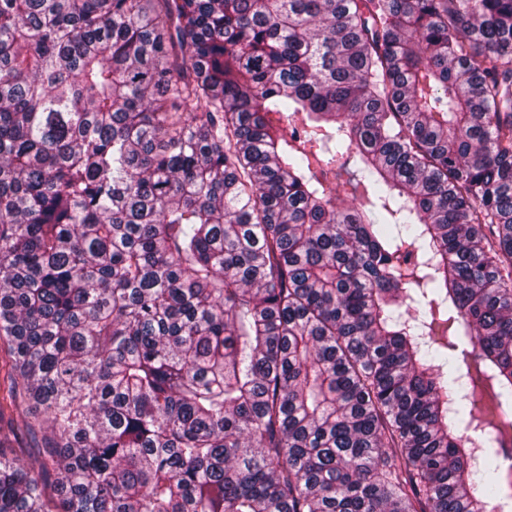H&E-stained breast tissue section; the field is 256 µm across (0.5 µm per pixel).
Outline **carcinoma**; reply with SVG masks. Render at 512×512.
Masks as SVG:
<instances>
[{
  "instance_id": "obj_1",
  "label": "carcinoma",
  "mask_w": 512,
  "mask_h": 512,
  "mask_svg": "<svg viewBox=\"0 0 512 512\" xmlns=\"http://www.w3.org/2000/svg\"><path fill=\"white\" fill-rule=\"evenodd\" d=\"M0 342V512H502L512 0H0Z\"/></svg>"
}]
</instances>
